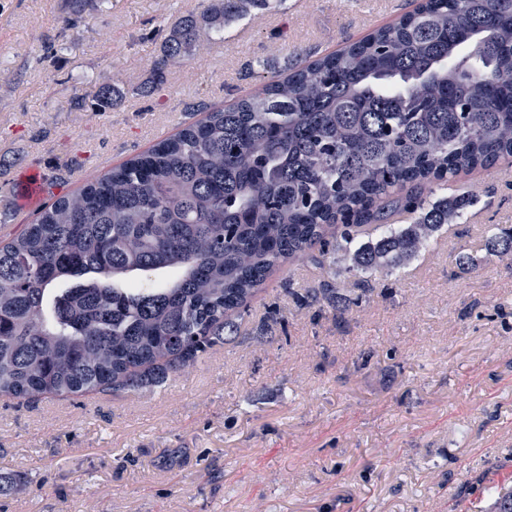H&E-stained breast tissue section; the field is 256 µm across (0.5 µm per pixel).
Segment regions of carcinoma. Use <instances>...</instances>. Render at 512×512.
Returning a JSON list of instances; mask_svg holds the SVG:
<instances>
[{
  "mask_svg": "<svg viewBox=\"0 0 512 512\" xmlns=\"http://www.w3.org/2000/svg\"><path fill=\"white\" fill-rule=\"evenodd\" d=\"M270 0H212L140 86ZM512 158V0H419L396 24L204 111L0 240V396L146 392L238 337L273 269L406 266L473 203L454 177ZM426 194L400 195L406 187ZM405 212L408 224H385ZM377 239L356 243L370 221ZM169 271L153 286L140 272ZM336 305L334 288L307 294ZM494 512H512V486Z\"/></svg>",
  "mask_w": 512,
  "mask_h": 512,
  "instance_id": "1",
  "label": "carcinoma"
}]
</instances>
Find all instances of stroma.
Segmentation results:
<instances>
[{"label": "stroma", "mask_w": 512, "mask_h": 512, "mask_svg": "<svg viewBox=\"0 0 512 512\" xmlns=\"http://www.w3.org/2000/svg\"><path fill=\"white\" fill-rule=\"evenodd\" d=\"M414 0H284L225 28L138 94L203 0H0V214L43 204L147 151L197 112L253 94L396 23ZM116 89L99 109L102 83ZM507 162L463 181L459 223L392 273L308 260L272 271L235 344L154 398L0 397V512H490L512 485V226ZM331 283L337 306L293 292Z\"/></svg>", "instance_id": "obj_1"}]
</instances>
